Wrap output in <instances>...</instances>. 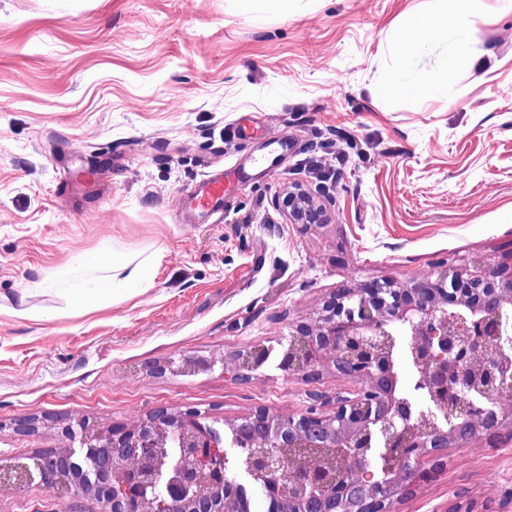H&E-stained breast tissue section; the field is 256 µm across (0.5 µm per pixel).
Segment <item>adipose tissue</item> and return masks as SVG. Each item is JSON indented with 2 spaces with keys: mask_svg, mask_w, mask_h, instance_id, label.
I'll list each match as a JSON object with an SVG mask.
<instances>
[{
  "mask_svg": "<svg viewBox=\"0 0 512 512\" xmlns=\"http://www.w3.org/2000/svg\"><path fill=\"white\" fill-rule=\"evenodd\" d=\"M474 0H453L450 10L441 17L405 16L389 41L388 49L398 70H405L416 49L415 34L439 33L448 38V65L464 78H471L473 72V51L471 48L473 22L471 8ZM164 256L162 249H155L151 255L140 261L119 252L107 254L110 273L95 278L88 285L74 289L76 307L81 309L101 308L129 301L152 284Z\"/></svg>",
  "mask_w": 512,
  "mask_h": 512,
  "instance_id": "adipose-tissue-1",
  "label": "adipose tissue"
}]
</instances>
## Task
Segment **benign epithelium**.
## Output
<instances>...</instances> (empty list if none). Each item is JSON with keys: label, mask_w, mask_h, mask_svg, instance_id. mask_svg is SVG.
Instances as JSON below:
<instances>
[{"label": "benign epithelium", "mask_w": 512, "mask_h": 512, "mask_svg": "<svg viewBox=\"0 0 512 512\" xmlns=\"http://www.w3.org/2000/svg\"><path fill=\"white\" fill-rule=\"evenodd\" d=\"M290 224H322L325 213L295 185L275 198ZM512 265L436 266L408 281H367L343 288L319 316L296 326L283 367L316 381L322 363L350 388L334 411L313 398L288 417L264 410L229 425L232 443L247 449L249 475L281 472L269 484L272 512H391L412 486L446 465L449 448H497L512 441ZM411 337L410 352L429 399L443 393L465 408L443 428L425 424L412 401L397 393L396 338ZM176 430L181 462L168 480L170 497H148L146 473L161 439ZM224 437L191 413L158 410L85 442L86 468L71 470L74 451L51 449L37 464L42 481L64 483L105 512H245V488L224 479ZM205 478L210 490L188 494Z\"/></svg>", "instance_id": "7a95c632"}]
</instances>
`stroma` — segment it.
<instances>
[{
    "label": "stroma",
    "instance_id": "1",
    "mask_svg": "<svg viewBox=\"0 0 512 512\" xmlns=\"http://www.w3.org/2000/svg\"><path fill=\"white\" fill-rule=\"evenodd\" d=\"M477 80L450 83L448 42L424 39L410 89L387 97L404 12L445 0H0V464L151 412L201 424L302 412L316 383L284 372L295 324L333 291L409 279L512 248V5L481 0ZM295 149L237 182L262 140ZM223 170V214L180 223L184 196ZM299 183L327 221L291 224L274 198ZM112 242L165 257L153 285L88 314L69 299L101 268L71 255ZM53 292L35 290L47 275ZM26 305L38 320L9 315ZM268 357L236 379L231 359ZM209 361L194 369L192 359ZM27 432H18L21 421ZM512 443L452 448L436 480L394 512H512ZM0 512H101L32 479L0 486Z\"/></svg>",
    "mask_w": 512,
    "mask_h": 512
}]
</instances>
